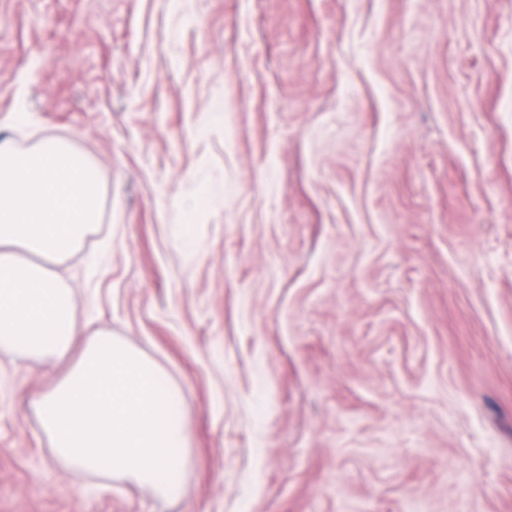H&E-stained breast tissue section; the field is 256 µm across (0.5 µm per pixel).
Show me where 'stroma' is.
I'll return each instance as SVG.
<instances>
[{"label": "stroma", "mask_w": 512, "mask_h": 512, "mask_svg": "<svg viewBox=\"0 0 512 512\" xmlns=\"http://www.w3.org/2000/svg\"><path fill=\"white\" fill-rule=\"evenodd\" d=\"M99 219L43 265L181 400L180 497L60 462L0 348V512H512V0H0V139Z\"/></svg>", "instance_id": "1"}]
</instances>
